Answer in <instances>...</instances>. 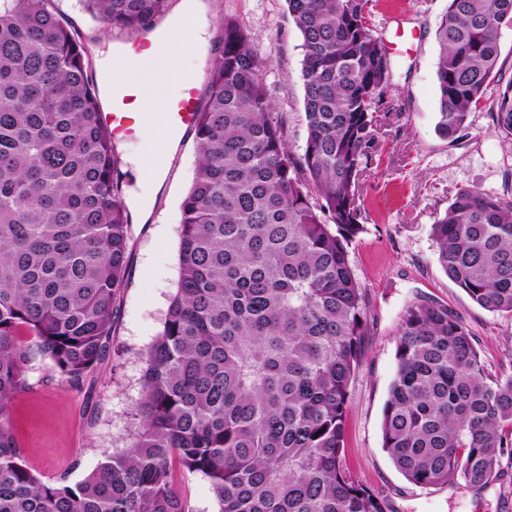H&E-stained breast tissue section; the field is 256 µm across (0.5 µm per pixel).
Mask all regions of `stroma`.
I'll return each mask as SVG.
<instances>
[{
    "label": "stroma",
    "mask_w": 512,
    "mask_h": 512,
    "mask_svg": "<svg viewBox=\"0 0 512 512\" xmlns=\"http://www.w3.org/2000/svg\"><path fill=\"white\" fill-rule=\"evenodd\" d=\"M448 0H379L372 28L384 42L396 29L407 43L391 53L385 93L393 105L378 134L380 159L362 177L364 229L349 245V262L367 306V332L359 367L349 384L343 462L353 479L388 505L390 512H512V458L500 460L496 478L474 489L454 481L422 488L409 483L382 448V412L396 369L398 331L414 303L447 307L471 332L488 373L512 375V315L481 308L444 274L437 262L431 226L454 195L477 187L512 195V138L501 133L491 107L471 113L455 140L435 131L438 110L434 30ZM60 9L79 30L90 72L99 76L100 50L121 45L107 38L99 21L77 0ZM215 9L246 31L267 62L264 82L288 130L294 153L306 140L301 76L302 38L286 0H215ZM156 143L151 129L120 141L124 199L132 215L126 285L112 330V360L93 375L92 390L54 383L18 396L12 428L26 463L43 480L80 481L123 447L136 428L142 397L139 356L162 328L179 279L180 204L198 164L194 131L179 137L161 185L143 204L133 160L147 159Z\"/></svg>",
    "instance_id": "1"
}]
</instances>
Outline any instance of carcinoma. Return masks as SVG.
<instances>
[{
	"label": "carcinoma",
	"instance_id": "obj_1",
	"mask_svg": "<svg viewBox=\"0 0 512 512\" xmlns=\"http://www.w3.org/2000/svg\"><path fill=\"white\" fill-rule=\"evenodd\" d=\"M139 36L166 0H80ZM302 36L307 135L288 146L245 31L217 18L199 162L181 204L180 280L140 356L126 446L75 484L24 459L11 403L33 363L80 389L112 358L131 224L84 40L57 0H0V512H190L176 470L218 512H386L344 469L364 294L348 259L391 63L372 0H286ZM512 0H448L435 31L445 139L491 103L512 137L500 35ZM437 261L472 302L512 315V197L459 190L432 225ZM382 413V447L412 484L484 488L512 454V376L488 373L464 323L412 305ZM176 478L190 510L193 512H216L217 505L206 479L197 474L177 470Z\"/></svg>",
	"mask_w": 512,
	"mask_h": 512
}]
</instances>
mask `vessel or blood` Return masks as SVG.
Wrapping results in <instances>:
<instances>
[{
	"label": "vessel or blood",
	"mask_w": 512,
	"mask_h": 512,
	"mask_svg": "<svg viewBox=\"0 0 512 512\" xmlns=\"http://www.w3.org/2000/svg\"><path fill=\"white\" fill-rule=\"evenodd\" d=\"M172 80L170 62L161 55L156 57L152 72L144 80L133 86L128 94L112 98L102 120L113 138H126L155 121L162 122L174 132L193 129L199 109L195 88L185 86L181 96L170 97L168 86ZM135 102L142 110L133 114L128 107Z\"/></svg>",
	"instance_id": "obj_1"
}]
</instances>
